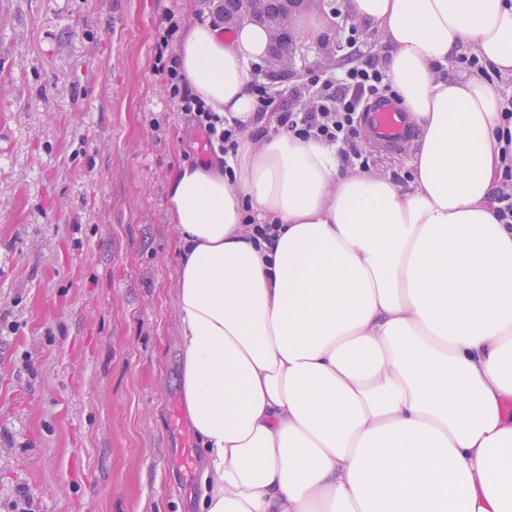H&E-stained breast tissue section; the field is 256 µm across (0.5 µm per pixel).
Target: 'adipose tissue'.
<instances>
[{
  "label": "adipose tissue",
  "instance_id": "adipose-tissue-1",
  "mask_svg": "<svg viewBox=\"0 0 512 512\" xmlns=\"http://www.w3.org/2000/svg\"><path fill=\"white\" fill-rule=\"evenodd\" d=\"M389 47L419 137L409 186L258 113L268 32L191 24V91L241 135L233 177L184 166L180 385L204 450L201 512H512V225L495 84L443 76L471 50L512 76V0H350ZM274 224L256 247L244 209Z\"/></svg>",
  "mask_w": 512,
  "mask_h": 512
}]
</instances>
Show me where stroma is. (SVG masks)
Segmentation results:
<instances>
[{
  "label": "stroma",
  "instance_id": "stroma-1",
  "mask_svg": "<svg viewBox=\"0 0 512 512\" xmlns=\"http://www.w3.org/2000/svg\"><path fill=\"white\" fill-rule=\"evenodd\" d=\"M349 0L282 81L335 73ZM216 0H0V512H199L180 400L175 169L210 161L155 70L168 13ZM171 426L175 435L179 448H181V462L184 467L187 479H191L195 469V448L193 444V436L189 428L184 424L177 403L172 405L171 409Z\"/></svg>",
  "mask_w": 512,
  "mask_h": 512
}]
</instances>
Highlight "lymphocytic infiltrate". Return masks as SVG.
I'll return each instance as SVG.
<instances>
[{
  "instance_id": "obj_1",
  "label": "lymphocytic infiltrate",
  "mask_w": 512,
  "mask_h": 512,
  "mask_svg": "<svg viewBox=\"0 0 512 512\" xmlns=\"http://www.w3.org/2000/svg\"><path fill=\"white\" fill-rule=\"evenodd\" d=\"M181 21L168 14L156 45V70L164 79L167 95L180 114L202 134L204 147L219 163L235 154L239 132L225 127L223 118L201 98L192 94L178 69L170 47ZM347 52L337 64L335 75L311 73L308 82L313 92L310 105L302 111L280 115L281 126L303 139H317L336 146L343 166L366 167L368 161L359 145L361 112L365 104L386 85L382 59L365 54L356 29H349Z\"/></svg>"
}]
</instances>
